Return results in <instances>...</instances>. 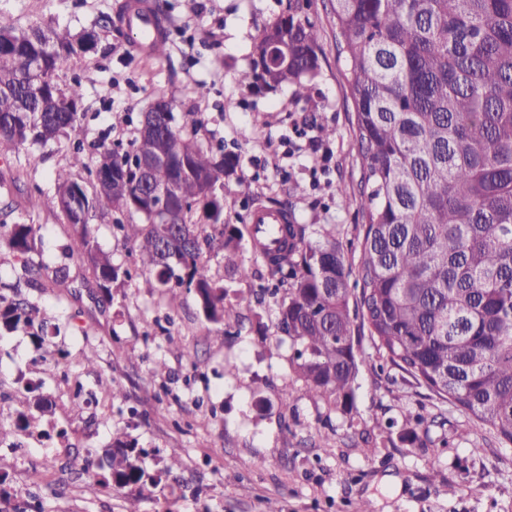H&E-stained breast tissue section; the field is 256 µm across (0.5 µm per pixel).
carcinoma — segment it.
<instances>
[{"label":"carcinoma","instance_id":"1","mask_svg":"<svg viewBox=\"0 0 512 512\" xmlns=\"http://www.w3.org/2000/svg\"><path fill=\"white\" fill-rule=\"evenodd\" d=\"M333 14L364 166L360 291L350 307L352 270L333 235L313 244L306 225L288 223L270 244L260 227L250 232L254 252L284 286L273 289L283 293L276 328L292 343V368L311 397L351 413L361 362L355 312L391 365L512 445V0H336ZM88 37L94 34L76 40L62 33L50 51L41 27L20 29L0 13V154L60 137L72 145L68 163L54 171L56 205L107 300L119 278L149 274L170 305L181 289L192 290L208 322L226 331L238 326L241 312L225 301L209 266L220 256L238 276L251 274L238 254L242 233L224 220L220 195L238 157L194 140L195 112L180 127L173 113L157 112L153 135L136 134L129 150L98 148L93 164L85 162L80 113L51 111L58 97L83 106L80 85L48 87L40 100L31 87L68 68ZM319 38L310 23L279 16L258 36L243 80L254 88L262 79L272 90L292 85L296 98L308 97ZM273 45L288 52L275 68L265 60ZM150 155L178 168L170 224L136 195L145 186L130 158ZM80 168L91 187L75 177ZM117 213L129 217L116 227L134 245L132 270L114 264L91 230L94 216ZM38 231L1 223L0 244L32 285L69 287L66 273L29 262ZM46 326L38 304L0 293V333L22 329L41 353ZM55 355L81 367L98 358L93 348ZM41 388L29 381L18 391L19 409L13 423L0 424V444L50 412ZM94 397L75 380L72 420L83 419ZM142 454L122 430L111 432L101 485L139 484L145 471L134 460Z\"/></svg>","mask_w":512,"mask_h":512}]
</instances>
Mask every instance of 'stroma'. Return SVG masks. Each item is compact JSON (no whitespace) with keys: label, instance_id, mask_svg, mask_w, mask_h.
Segmentation results:
<instances>
[{"label":"stroma","instance_id":"1","mask_svg":"<svg viewBox=\"0 0 512 512\" xmlns=\"http://www.w3.org/2000/svg\"><path fill=\"white\" fill-rule=\"evenodd\" d=\"M119 2L0 0V13L23 29L36 23L74 36L98 33L92 51L57 77L60 87L83 89L88 143L129 145L151 103L171 100L175 117L189 110L200 117L199 143L239 158L236 178L224 184L229 223L243 230L256 207L286 209L307 225L310 240L335 235L359 268L363 166L331 0H167L161 57L134 49L132 32L114 21ZM284 14L310 21L321 35L320 71L305 100L289 87L260 94L242 82L256 38ZM201 84L202 98L195 94ZM303 124L315 143L296 151L288 137ZM44 152L36 165L23 149L0 158V222L39 225L44 261L69 269L73 286L62 295L24 291L60 326L49 349L90 344L99 359L95 368L69 370L38 359L24 331L0 335V420L14 418L16 392L29 379L54 403L24 447L0 445L7 504L26 500L28 478L38 473L44 512H124L131 492L142 512H352L360 501L372 512H512V446L386 364L362 324L354 326L364 362L351 414L308 395L291 369L290 341L277 337V300L256 299L271 277L250 240L241 242L249 278L232 275L222 259L210 261L242 313L232 333L205 319L192 292L169 306L147 275L113 283L104 302L90 271L70 255L73 242L55 206L52 174L71 147L51 142ZM241 179L250 195L239 194ZM159 359L165 370L155 376L150 367ZM76 379L93 391L99 380L111 381L119 394L90 401L82 420L72 421ZM378 419L387 429H375ZM55 426L68 427L67 439L44 438ZM114 427L146 450L140 464L149 479L131 492L96 483ZM323 435L329 447H318ZM174 457L181 467L166 471ZM229 473L235 481H226Z\"/></svg>","mask_w":512,"mask_h":512}]
</instances>
